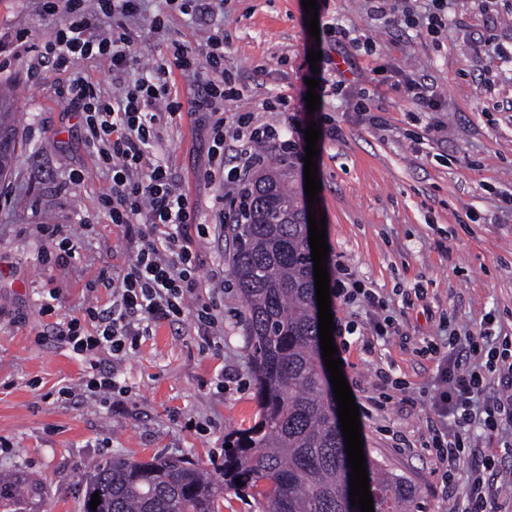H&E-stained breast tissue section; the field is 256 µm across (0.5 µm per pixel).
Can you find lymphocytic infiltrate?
Wrapping results in <instances>:
<instances>
[{"label":"lymphocytic infiltrate","instance_id":"1","mask_svg":"<svg viewBox=\"0 0 512 512\" xmlns=\"http://www.w3.org/2000/svg\"><path fill=\"white\" fill-rule=\"evenodd\" d=\"M141 2L39 0L43 14L62 15L63 21L53 39L34 47L39 59L59 69L79 58L106 59L113 82L122 86L120 94L110 99L82 77L69 80L64 89L82 116L89 147L100 166L112 174V186L100 206L112 223L127 226L137 237L128 262L97 280L112 291L110 310L81 308L60 331L65 345L86 363L84 393L114 406L121 405L126 390L112 373L100 369L98 353L106 349L115 359H122L140 337L148 335L152 324L184 316L190 295L200 286L191 236L198 210L172 180L167 160H146L160 139L163 124L183 116L208 119L212 144L206 175L212 179L226 174L228 183L236 187L240 202L235 221L239 224L244 223L248 209L246 179L263 161L258 146L277 144L287 132H302L292 120L278 128L253 126L248 112L238 115L235 127L226 128L224 107L237 101L240 91L224 70V31L220 28L210 30L199 48L170 40L168 55L157 69L135 83H125L138 47L128 23L139 16ZM174 72L190 83L186 98L172 94L169 76ZM228 151L240 160L229 171L224 168ZM329 286L340 302L360 299L375 310L383 306L378 294L342 262H334ZM502 361L512 375V356L504 351L489 350L483 368L465 372L457 371L450 355L438 360L437 373L444 388L431 401L430 410L440 421L451 422L456 435L451 438L435 431L427 446L444 468L445 487L454 485L465 459L463 434L472 420L474 399Z\"/></svg>","mask_w":512,"mask_h":512}]
</instances>
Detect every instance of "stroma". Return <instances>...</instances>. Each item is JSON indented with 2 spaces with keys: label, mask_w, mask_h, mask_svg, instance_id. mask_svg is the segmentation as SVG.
I'll return each instance as SVG.
<instances>
[{
  "label": "stroma",
  "mask_w": 512,
  "mask_h": 512,
  "mask_svg": "<svg viewBox=\"0 0 512 512\" xmlns=\"http://www.w3.org/2000/svg\"><path fill=\"white\" fill-rule=\"evenodd\" d=\"M317 2L314 38L302 0H224V69L243 90L224 118L249 112L255 123L278 127L284 113L263 110L264 99L286 97L292 114L313 71L345 84V96L312 115L319 124L332 116L338 130L318 141L316 210L326 218L330 254L377 289L386 308L376 315L364 304L332 299V314L357 328L343 353V374L364 397L377 395L380 370L404 379L410 392L361 417L364 450L416 487L418 512H462L457 488L474 475L498 512H512V426L492 433L472 423L457 486L443 489L440 465L424 447L441 423L422 408L442 384L436 361L421 353L452 335L512 346V0H449V23L436 34L426 28L430 0H401L399 13L386 17L374 12L373 0ZM162 11L169 14L168 35L194 46L206 36L209 15L190 17L167 11L164 0H146L133 24L139 58L129 79L166 53L165 37L150 30ZM57 24L41 16L37 0H0V30L25 31L38 43ZM338 27L368 38L372 52L337 43ZM315 48L322 58L314 68L307 55ZM34 65L40 77L32 81ZM76 76L98 82L104 96L120 92L101 58L58 71L19 48L0 71V88L12 90L16 113L15 164L0 180L9 195L0 204V470L43 486L28 512H82L94 463L164 455L219 467L225 438L258 418L244 302L228 273L232 241L212 210L215 195H223L224 215L232 217L239 197L233 186L204 179L210 131L186 117L162 128L157 152L197 203L199 223L210 227L196 240L201 286L191 311L154 325L121 363L100 354L101 368L116 370L129 390L121 407L83 395L58 398L60 387L80 386L85 366L59 340L60 323L84 305L110 306L111 289L94 282L123 267L135 246L128 228L99 207L111 178L85 143L80 114L60 95ZM409 77L433 87L437 111L407 96ZM366 92L383 127L356 110ZM74 171L84 175L80 184L69 181ZM47 225L73 240L70 263L42 262ZM219 270L220 291L211 279ZM51 291L56 311L45 315L42 300ZM211 300L224 329L217 352L201 349L192 314ZM386 319L396 333L377 336ZM489 455L491 469L484 466Z\"/></svg>",
  "instance_id": "1"
}]
</instances>
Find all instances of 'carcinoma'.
<instances>
[{
	"label": "carcinoma",
	"instance_id": "cac0c4a2",
	"mask_svg": "<svg viewBox=\"0 0 512 512\" xmlns=\"http://www.w3.org/2000/svg\"><path fill=\"white\" fill-rule=\"evenodd\" d=\"M11 100L0 96V179L15 152ZM291 169L255 181L245 223L230 228L231 274L243 299L259 417L232 434L215 472L183 459L106 461L93 469L83 512H223L224 491L266 512H352L338 404L323 362L305 202ZM374 512H416V489L366 458ZM241 484H236L235 479ZM99 494L97 510L91 496ZM41 487L0 473V512H22Z\"/></svg>",
	"mask_w": 512,
	"mask_h": 512
}]
</instances>
